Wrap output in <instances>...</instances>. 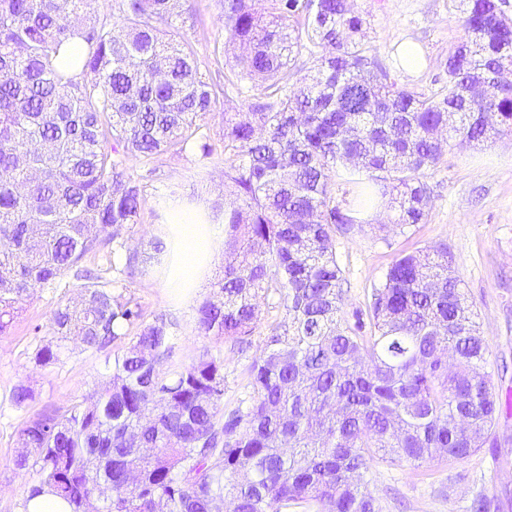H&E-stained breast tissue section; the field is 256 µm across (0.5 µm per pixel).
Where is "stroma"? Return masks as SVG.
Here are the masks:
<instances>
[{
	"label": "stroma",
	"instance_id": "1",
	"mask_svg": "<svg viewBox=\"0 0 512 512\" xmlns=\"http://www.w3.org/2000/svg\"><path fill=\"white\" fill-rule=\"evenodd\" d=\"M365 21V40L373 54L390 65L396 82L418 93H430L442 75L448 54L464 39V27L453 0H352ZM181 39L191 42L211 71L236 69L224 45L220 0H189L187 11L174 22ZM419 46L423 63L408 72L397 60L404 43ZM244 98L229 95L203 120L216 151L212 158L187 152L161 155L154 172L129 161L127 171L143 187L144 205L139 223L127 226L122 236L130 250L146 255L132 276L123 278L121 293L137 302L144 321L163 315L173 323L172 354L187 361L203 351L224 356V408L232 410L249 381L252 361L262 355L268 326L285 317L283 308L261 301V320L246 349L196 329L198 308L216 297L215 284L224 276V253H213L200 281L192 288H174L166 268L150 262L153 244L169 240L165 202L177 196L210 212L224 194V115L243 112ZM430 205L424 223L402 228L393 212L377 216L376 227L351 238H337L336 257L344 272L343 321L367 312L373 288L383 282L392 261L400 254L434 243L448 246L453 268L465 295L477 312L486 339L487 358L501 400L495 422L496 447L457 460H431L413 468L374 462L364 474L381 512H470L477 494L491 502V512H512V410L505 402L512 395V137L501 136L476 146L448 145L442 162L429 174ZM59 288L38 287L23 304V311L8 335L0 337V512H24L37 483L35 475L17 470L18 431L45 407H63L94 396L103 379L107 357L117 351L110 344L98 352L83 350L76 341L63 344L58 363L39 366L33 356L41 340L51 338L50 321L59 305L75 300L77 282L65 275ZM30 385L35 399L26 410L13 407L8 395L18 384Z\"/></svg>",
	"mask_w": 512,
	"mask_h": 512
}]
</instances>
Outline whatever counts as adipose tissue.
Here are the masks:
<instances>
[{"label":"adipose tissue","mask_w":512,"mask_h":512,"mask_svg":"<svg viewBox=\"0 0 512 512\" xmlns=\"http://www.w3.org/2000/svg\"><path fill=\"white\" fill-rule=\"evenodd\" d=\"M169 224L174 234L168 277L178 283L198 282L204 259L210 258L220 235L215 225H202L198 215L179 199L168 203Z\"/></svg>","instance_id":"adipose-tissue-1"}]
</instances>
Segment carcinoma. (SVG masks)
<instances>
[{"label":"carcinoma","mask_w":512,"mask_h":512,"mask_svg":"<svg viewBox=\"0 0 512 512\" xmlns=\"http://www.w3.org/2000/svg\"><path fill=\"white\" fill-rule=\"evenodd\" d=\"M178 2L112 0L87 24L76 18L88 0H0V336L31 288L70 271L80 299L55 310L36 364L58 362L70 336L99 351L133 335L93 401L23 423L14 465L38 473L30 496L47 488L71 512H224L228 500L236 512H379L357 472L495 444L499 396L446 244L393 260L367 330L360 316L339 319L336 235L363 230L373 183L397 225L425 221L452 110H463L460 146L512 134V81L497 77L512 65L507 0H454L465 39L428 95L391 79L348 0H271L266 14L222 0L241 64L222 80L164 30ZM230 87L250 95L222 133L223 300L200 305L197 328L242 344L270 294L288 319L269 325L249 391L226 415L224 355L169 361L173 323L144 322L113 274L138 262L122 240L143 202L127 160L213 156L200 121ZM89 254L103 260L94 271ZM9 398L22 409L34 392L21 383Z\"/></svg>","instance_id":"obj_1"}]
</instances>
